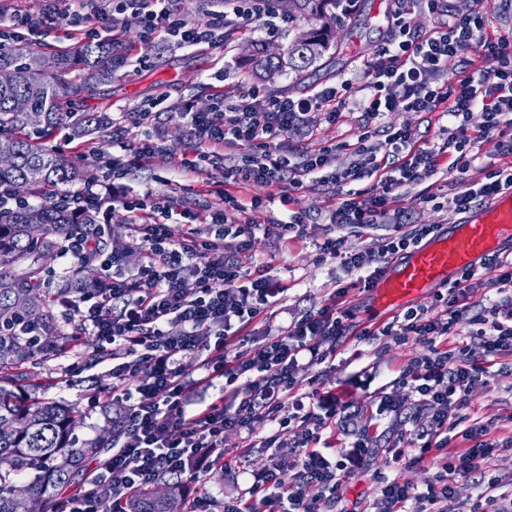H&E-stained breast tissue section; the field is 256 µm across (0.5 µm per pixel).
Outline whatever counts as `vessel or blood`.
Instances as JSON below:
<instances>
[{
  "label": "vessel or blood",
  "mask_w": 512,
  "mask_h": 512,
  "mask_svg": "<svg viewBox=\"0 0 512 512\" xmlns=\"http://www.w3.org/2000/svg\"><path fill=\"white\" fill-rule=\"evenodd\" d=\"M512 244V190L501 191L462 221L441 226L410 250L398 265L386 266L376 281L379 306H399L427 288L449 285L465 270L480 267L491 253Z\"/></svg>",
  "instance_id": "b4317fda"
}]
</instances>
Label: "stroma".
<instances>
[{"mask_svg":"<svg viewBox=\"0 0 512 512\" xmlns=\"http://www.w3.org/2000/svg\"><path fill=\"white\" fill-rule=\"evenodd\" d=\"M48 0H0V13L22 16L30 30L24 42L28 45L44 43L54 50L68 49L70 43L63 39L55 14L47 9ZM390 0H359L358 11L337 28L334 39L340 49L323 58L317 67L309 69L303 80L283 74L278 76V90L294 97H304L325 84L341 78L355 77L364 83L367 61L371 60L378 46L388 37L392 18ZM123 40L127 61L111 82L89 87L81 95V106L86 112H107L123 126H131V113L145 109L160 113V138L164 150L163 162L149 170L130 172L124 181L132 194H144L170 186L179 207L202 208L218 206L219 197L210 194L213 182L221 180L222 171L211 169L192 178H185L172 166V159L181 157L189 149L185 137L182 112L207 111L215 92L233 96L239 91V82L248 76L244 64L248 44L252 41L287 46L290 37L287 26H280L276 33H267L257 25L242 26L234 37L223 45L200 50L194 47H177L164 36H155L150 44H142L137 27L118 32ZM364 124L360 113H342L338 123L326 122L323 112L313 114V134L309 137L293 136L292 144L300 150L314 149L324 141H353ZM465 191V183L456 181L454 175L437 174L419 184L407 187V222L410 225H445L456 221L457 213L432 206L415 205L413 199L423 193L443 195L447 188ZM333 196L325 188L317 187L302 193L293 206L281 202L271 203L267 210L256 214L257 222H266L270 216H283L289 209L310 214L314 225L306 240L258 237L251 249L242 254L243 272L268 266L274 282L283 287L284 293L275 307L267 326L260 329L261 342L276 340V329L305 312L331 303L338 288H347L346 304L351 307L358 324L380 328L393 319L392 313L379 311L373 302L372 291L354 286L353 275L348 274L335 260H322L317 247L326 234V214ZM360 350V359H352L353 350ZM428 352L425 344L412 341L399 345L387 339L374 341H349L337 347L335 367L321 373L319 388L334 393L337 400L349 403L358 410L352 436L343 438L344 446L354 441L367 442L371 454L366 455L365 465L348 479L343 487L340 504L321 500L319 512H364L377 496L378 478L386 476L399 483L423 488L434 484L441 466L435 454L424 459H407L395 469L385 466L384 451L407 441L413 423L400 420L395 409L410 406V386L402 370ZM60 359L47 358L36 371L40 392L54 400L72 404L79 410L82 421L75 431L77 441L101 436L107 422L106 416L90 409L92 389L86 382L87 375L99 377L102 385L112 383L108 364H100L91 373H75L69 381L60 382L56 375ZM489 385H477L468 393V403L460 411L465 420H478L489 425L495 439L504 447L496 451L490 462V472L503 483L512 482V356L498 359L490 367ZM190 498L196 499L199 512H217V504L235 496L238 491L237 475L233 472L211 471L202 474L199 481L188 483Z\"/></svg>","mask_w":512,"mask_h":512,"instance_id":"stroma-1","label":"stroma"}]
</instances>
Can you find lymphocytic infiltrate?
Here are the masks:
<instances>
[{
  "label": "lymphocytic infiltrate",
  "instance_id": "f902f5d3",
  "mask_svg": "<svg viewBox=\"0 0 512 512\" xmlns=\"http://www.w3.org/2000/svg\"><path fill=\"white\" fill-rule=\"evenodd\" d=\"M109 2L113 20L135 22L143 43L163 32L179 45L202 49L223 43L232 22L261 23L270 15V0H238L234 15L214 11L189 27L177 18L171 0ZM393 2L394 29L366 69L362 86L346 78L305 97H269L259 111L252 105L257 89L246 85L236 97L216 96L210 111L185 112L190 150L174 165L187 175L223 166L224 179L213 186L222 207L198 211L176 207L174 197L164 192H121L130 171L152 167L161 155L149 132L156 117L149 112L134 115V125L145 130L135 144L127 143L124 128L113 127L114 150L106 172L93 173L80 190L57 196V204L74 213L106 198L112 201L93 233L77 230L61 241L62 257L96 267L98 288L89 293L73 284L58 305L80 335L95 337V354L112 363L111 387L94 395L96 407L112 414V452L97 461L91 479L109 489L113 504H122L160 474L215 469L224 462L225 431H248L259 421L270 423L272 432L249 440L240 455L262 448L267 467L225 501L224 512H315L317 497L338 498L351 477V454L323 438L335 427L348 430L350 413L337 406L334 395L305 391L296 377L299 368L325 364L329 344L349 336L348 313L332 305L308 312L280 326L277 341L251 351L250 343L258 338L253 326L272 315L281 290L267 267L243 275L241 254L259 231L278 239L306 238L311 218L290 205L314 185L337 191L327 214L330 226L359 229L389 222L391 209L403 201V188L441 169L470 182L467 191L449 200L459 213L512 188V35H487L481 11L460 15L453 0ZM419 5L438 20L426 32L412 22ZM476 46L497 59V68L466 71L453 88L439 86L435 78L449 58ZM316 110L332 122L347 111L374 123V130L346 143L347 167L333 166L332 147L301 152L289 145L290 136L312 135ZM476 110L484 114V132L499 134L507 164L478 165L466 125ZM393 112L438 113L443 123L437 143L417 145L406 128L385 124ZM367 178L374 181L369 195L346 191V184ZM254 183L281 190V202L290 208L287 218L256 222L266 200H244L230 191ZM114 221L127 225L128 238L109 245L105 226ZM392 225L379 242L378 253L386 260L435 231L431 225L412 231L399 221ZM134 249L142 258L129 269L124 258ZM485 264L501 275L483 315L468 323V343L451 348L447 340L458 323L457 309L470 294L471 270L437 293L432 307L409 308L380 330L401 344L413 338L428 345V354L405 373L414 381L416 405L437 409L430 428L436 437L459 428L457 412L471 386L487 376L488 364L512 355V255L500 252ZM476 347L482 351L478 359L472 353ZM190 355L197 361L193 370L184 364ZM288 431L297 446L285 456L279 438ZM462 431L471 447L443 463L435 484L415 492L397 481H382L375 512H410L412 501L447 512L449 475L484 473L499 446L484 424ZM286 468L296 473L295 484L287 488L277 479Z\"/></svg>",
  "mask_w": 512,
  "mask_h": 512
}]
</instances>
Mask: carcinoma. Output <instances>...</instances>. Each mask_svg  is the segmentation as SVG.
<instances>
[{
	"mask_svg": "<svg viewBox=\"0 0 512 512\" xmlns=\"http://www.w3.org/2000/svg\"><path fill=\"white\" fill-rule=\"evenodd\" d=\"M288 27L309 24L307 41L292 39L284 54L270 57L257 46L251 69L267 84L283 71L300 79L335 47L336 0H288ZM49 71L34 67V48L0 46V188L18 205H0V512H55L56 491L73 483L88 459L98 457L112 438V421L103 436L77 444L81 417L75 407L36 394L30 383L36 361L62 350V334L45 286V261L58 238L75 224L91 229L97 208L81 214L60 209L53 188L83 181L89 170L45 147L68 130L80 139L112 133L107 112H77L83 88L106 83L124 64L112 40H87L74 53L54 54ZM24 99L41 114L40 122L14 108ZM40 223L31 224L32 214ZM123 512H188L183 484L159 476L153 485L128 498Z\"/></svg>",
	"mask_w": 512,
	"mask_h": 512,
	"instance_id": "1",
	"label": "carcinoma"
}]
</instances>
